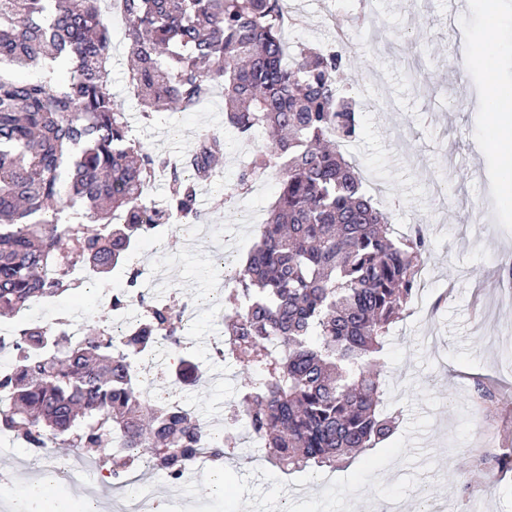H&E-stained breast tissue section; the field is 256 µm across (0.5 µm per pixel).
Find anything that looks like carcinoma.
I'll return each instance as SVG.
<instances>
[{
    "mask_svg": "<svg viewBox=\"0 0 512 512\" xmlns=\"http://www.w3.org/2000/svg\"><path fill=\"white\" fill-rule=\"evenodd\" d=\"M124 2L129 80L146 120L162 105L194 107L219 85L239 134H275L234 187L270 173L281 184L225 315L234 360L256 368L237 413L274 466L334 467L396 429L379 409L378 356L428 252L422 226L394 235L342 150L359 128L354 99L339 91L347 45L290 56L282 0ZM110 59L100 0H0V63L39 68L22 80L0 66V315L75 288V262L99 277L125 266L153 224L203 220L198 186L218 173L224 139L199 136L191 178L147 153L113 100ZM159 166L168 193L156 200L144 185ZM180 331L172 307L152 304L118 340L103 325L74 340L25 324L14 340L22 355L0 375L10 393L0 429L35 450L64 444L106 459L115 479L134 464L178 471L198 450L199 421L145 399L134 359ZM179 374L203 380L188 354ZM112 436L124 455L105 448ZM472 468L489 480L512 460L482 455Z\"/></svg>",
    "mask_w": 512,
    "mask_h": 512,
    "instance_id": "cac0c4a2",
    "label": "carcinoma"
}]
</instances>
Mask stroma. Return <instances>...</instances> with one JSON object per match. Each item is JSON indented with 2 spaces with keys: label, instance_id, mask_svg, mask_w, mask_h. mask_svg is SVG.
<instances>
[{
  "label": "stroma",
  "instance_id": "obj_1",
  "mask_svg": "<svg viewBox=\"0 0 512 512\" xmlns=\"http://www.w3.org/2000/svg\"><path fill=\"white\" fill-rule=\"evenodd\" d=\"M495 41L486 37L484 0H467L449 14L448 0H286L300 18L290 47L320 48L336 39L330 18L347 14L351 52L340 81L355 96L360 130L348 154L355 158L368 194L388 209L396 232L423 225L429 251L422 266L428 285L423 307L409 305L387 340L383 406L398 417L394 434L336 468L281 471L262 448H237L223 460L224 489L212 493L205 474L171 485L149 471L142 487L178 512H512V470L465 495L476 449L512 448V292L500 281L499 256L512 254V208L501 204L504 161L486 143L488 113L481 102L490 77L512 82V0H500ZM110 87L122 109L138 117L140 103L128 88L123 31L112 34ZM491 53L494 71L480 58ZM224 139L223 189L199 198L207 236L175 251L140 245L137 257L154 265L160 286L175 298L201 304L191 323L190 351L205 371L203 385L181 397L200 418L222 423L237 404L249 371L234 359L210 357V341L223 335L229 294L220 254L245 262L280 192L275 176L254 191L233 195L239 171L267 134L244 138L224 121L221 96L184 112H166L141 125L138 137L157 156L189 154L197 138ZM492 382L499 402L484 414L475 379ZM65 448L37 452L17 440L0 443V476L14 486L41 480L50 460H68ZM134 487L90 480L83 496L52 481L49 512H77L83 499L101 502Z\"/></svg>",
  "mask_w": 512,
  "mask_h": 512
}]
</instances>
